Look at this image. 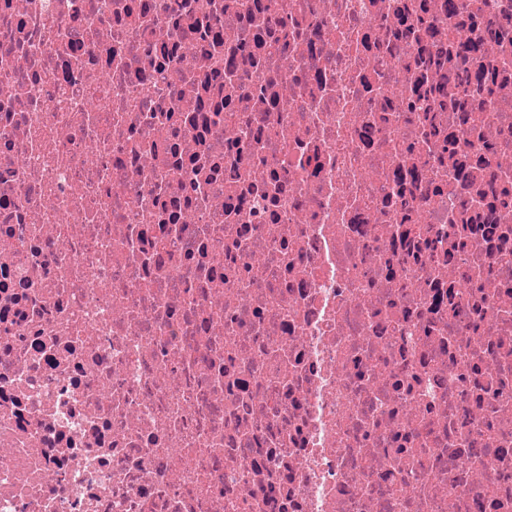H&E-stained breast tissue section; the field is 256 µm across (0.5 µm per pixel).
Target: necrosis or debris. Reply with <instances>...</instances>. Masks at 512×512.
I'll use <instances>...</instances> for the list:
<instances>
[{"instance_id": "1", "label": "necrosis or debris", "mask_w": 512, "mask_h": 512, "mask_svg": "<svg viewBox=\"0 0 512 512\" xmlns=\"http://www.w3.org/2000/svg\"><path fill=\"white\" fill-rule=\"evenodd\" d=\"M0 512H512V0H0Z\"/></svg>"}]
</instances>
